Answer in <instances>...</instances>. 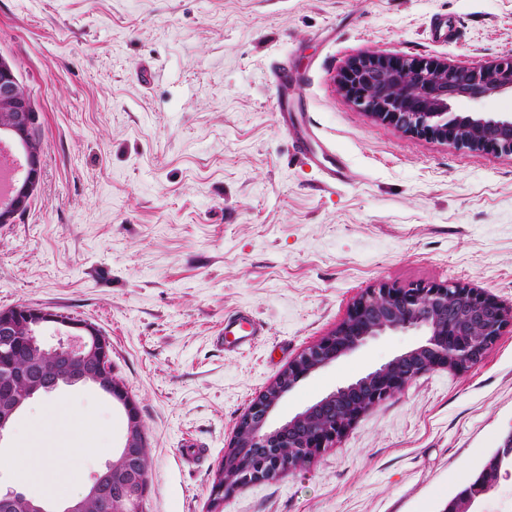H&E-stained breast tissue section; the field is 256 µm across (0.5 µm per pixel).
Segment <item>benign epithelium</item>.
Segmentation results:
<instances>
[{"instance_id":"7a95c632","label":"benign epithelium","mask_w":512,"mask_h":512,"mask_svg":"<svg viewBox=\"0 0 512 512\" xmlns=\"http://www.w3.org/2000/svg\"><path fill=\"white\" fill-rule=\"evenodd\" d=\"M341 86L359 111L403 132L512 157V113L462 115L451 106L457 98L480 100L512 92V58L464 67L371 52L348 64ZM0 113L6 115L0 135L22 146L27 160L26 180L14 187L9 203L0 206V224H10L27 206L38 183L40 148L31 136L37 118L31 100L11 65L1 59ZM48 324L64 335L55 345L42 338ZM510 324L512 308L461 282H420L408 288L380 283L360 293L336 329L294 358L271 382L273 391H263L241 416L218 468L224 482L216 484L214 495L224 498L309 463L410 379L437 368L465 372L479 363ZM413 330L424 336L416 347L285 422H271L280 400L309 373L386 332ZM18 344L28 346L33 356L14 358L12 348ZM0 356L8 360L6 371L0 373V441L31 399L62 387L92 386L125 412L126 429L117 454L124 467L114 464L94 474L85 491L60 512H82L87 497L100 512H144L146 489L130 463L140 461L147 442L136 402L112 378L110 341L84 320L35 306L14 307L0 310ZM511 456L512 436L487 458L471 487L449 499L442 512H472L497 485L503 459ZM18 502L27 504L31 512H46L47 501L12 488L0 489L3 512H10Z\"/></svg>"}]
</instances>
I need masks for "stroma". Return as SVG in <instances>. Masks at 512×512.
<instances>
[{
  "mask_svg": "<svg viewBox=\"0 0 512 512\" xmlns=\"http://www.w3.org/2000/svg\"><path fill=\"white\" fill-rule=\"evenodd\" d=\"M448 41L433 40L435 21ZM455 65L512 57V0H0V58L40 123L41 176L0 224V309L26 304L94 324L137 403L146 512H210L240 417L353 299L387 282H464L512 307V158L372 119L342 93L370 52ZM292 66L313 145L343 183L292 147L275 73ZM252 311L264 341L225 352L224 317ZM387 333L283 398L287 420L415 346ZM91 454L69 497L116 454L126 417L89 387L60 392ZM32 400L0 440V486L39 498L2 457L45 427ZM512 433V327L465 372L409 380L336 447L224 500L223 512H440ZM205 448L181 459L184 438ZM67 496V497H68Z\"/></svg>",
  "mask_w": 512,
  "mask_h": 512,
  "instance_id": "obj_1",
  "label": "stroma"
}]
</instances>
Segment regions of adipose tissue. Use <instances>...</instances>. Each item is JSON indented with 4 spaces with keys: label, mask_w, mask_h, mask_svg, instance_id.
I'll use <instances>...</instances> for the list:
<instances>
[{
    "label": "adipose tissue",
    "mask_w": 512,
    "mask_h": 512,
    "mask_svg": "<svg viewBox=\"0 0 512 512\" xmlns=\"http://www.w3.org/2000/svg\"><path fill=\"white\" fill-rule=\"evenodd\" d=\"M79 452L76 446L46 450L34 441L25 440L14 448L13 455L26 462L20 472L22 479L42 485L47 494L55 495L64 493L73 482L75 475L70 458Z\"/></svg>",
    "instance_id": "1"
}]
</instances>
